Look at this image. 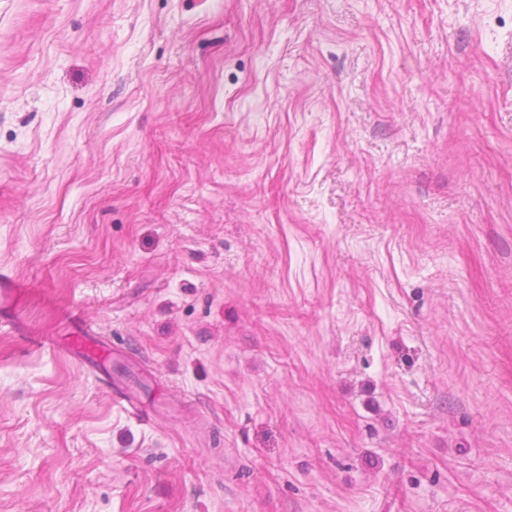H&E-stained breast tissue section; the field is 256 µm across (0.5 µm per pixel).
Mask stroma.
<instances>
[{
    "instance_id": "35a3bbf8",
    "label": "stroma",
    "mask_w": 512,
    "mask_h": 512,
    "mask_svg": "<svg viewBox=\"0 0 512 512\" xmlns=\"http://www.w3.org/2000/svg\"><path fill=\"white\" fill-rule=\"evenodd\" d=\"M0 269V512H512V0H0ZM74 336H68L66 343L67 354L82 365L100 367L112 357V349L102 345L92 336L75 330Z\"/></svg>"
}]
</instances>
